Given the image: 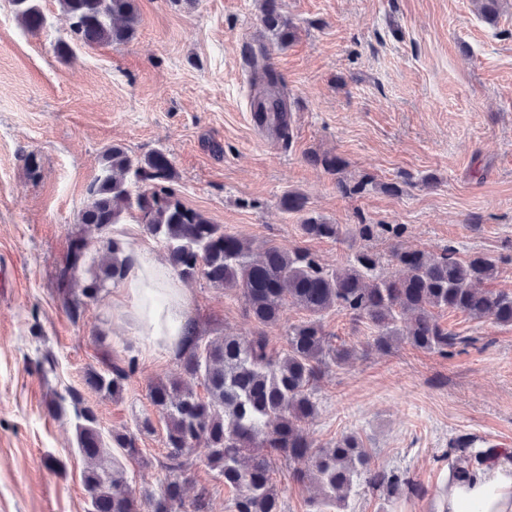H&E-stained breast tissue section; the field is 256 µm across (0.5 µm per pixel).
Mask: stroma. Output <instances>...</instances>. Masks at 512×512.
Listing matches in <instances>:
<instances>
[{"label":"stroma","instance_id":"1","mask_svg":"<svg viewBox=\"0 0 512 512\" xmlns=\"http://www.w3.org/2000/svg\"><path fill=\"white\" fill-rule=\"evenodd\" d=\"M278 3L294 27L285 44L263 25L260 0H137L134 39L64 61L55 47L70 29L58 0H38L46 25L35 34L0 0V263L16 279L0 289V512H86L75 417L47 403L108 356L136 357L138 369L119 397L87 392L99 428L137 433L143 461L122 462L135 496L167 478L163 430L141 435L137 424L159 418L149 390L176 372L174 349L143 335L126 284L109 285L75 321L57 279L109 146L166 152L182 202L254 244L302 246L330 268L370 248L393 275V246L452 244L495 259L496 288L512 291V0L492 24L472 0ZM265 56L288 104L281 138L251 117ZM325 154L344 160L341 175L311 163ZM290 190L330 223L404 232L304 238L299 215L280 207ZM184 289L187 319L208 335L253 331L240 295L202 278ZM439 320L475 345L448 356L368 350L370 329L337 312L324 319L359 352L321 381L309 434L321 444L357 434L376 466L418 485L390 500L356 487L348 512H431L453 440L512 448V327L452 310ZM49 455L57 467L43 465ZM206 455L192 452L193 483L211 489L209 512H230L236 492Z\"/></svg>","mask_w":512,"mask_h":512}]
</instances>
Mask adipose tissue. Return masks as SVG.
<instances>
[{"label":"adipose tissue","instance_id":"adipose-tissue-1","mask_svg":"<svg viewBox=\"0 0 512 512\" xmlns=\"http://www.w3.org/2000/svg\"><path fill=\"white\" fill-rule=\"evenodd\" d=\"M132 291L157 296L147 312L143 332L178 346L184 334L186 295L169 271L134 258L128 275ZM465 480L447 473L432 502V512H512V451L479 448L462 460Z\"/></svg>","mask_w":512,"mask_h":512}]
</instances>
